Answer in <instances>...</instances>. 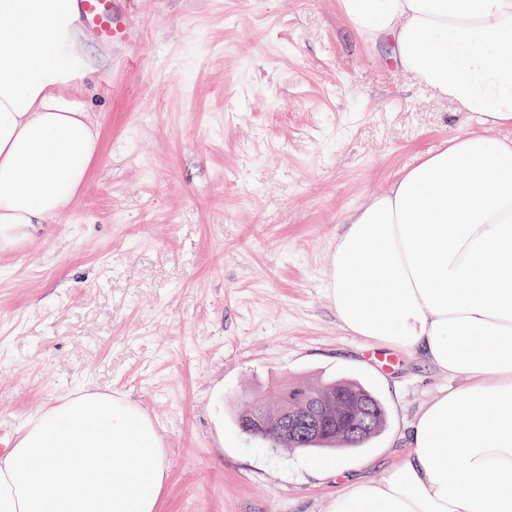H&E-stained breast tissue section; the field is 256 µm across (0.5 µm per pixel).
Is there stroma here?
<instances>
[{"instance_id": "1", "label": "stroma", "mask_w": 512, "mask_h": 512, "mask_svg": "<svg viewBox=\"0 0 512 512\" xmlns=\"http://www.w3.org/2000/svg\"><path fill=\"white\" fill-rule=\"evenodd\" d=\"M118 7L130 43L81 29L100 158L68 209L0 252V450L89 389L155 423L158 512H328L402 462L407 424L453 384L418 354L383 365L340 324L326 272L344 218L448 140L504 131L398 69L337 0ZM303 379L373 387L385 429L317 454L239 432L245 400Z\"/></svg>"}]
</instances>
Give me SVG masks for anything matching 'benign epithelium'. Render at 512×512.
Segmentation results:
<instances>
[{"label": "benign epithelium", "mask_w": 512, "mask_h": 512, "mask_svg": "<svg viewBox=\"0 0 512 512\" xmlns=\"http://www.w3.org/2000/svg\"><path fill=\"white\" fill-rule=\"evenodd\" d=\"M266 398L277 404L280 427L267 422L261 412L252 413L251 435L276 439L287 451L327 441L333 437L341 445L378 427L373 401L352 383L319 388L300 383L288 389H270Z\"/></svg>", "instance_id": "1"}]
</instances>
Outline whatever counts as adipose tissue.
<instances>
[{
    "label": "adipose tissue",
    "instance_id": "1",
    "mask_svg": "<svg viewBox=\"0 0 512 512\" xmlns=\"http://www.w3.org/2000/svg\"><path fill=\"white\" fill-rule=\"evenodd\" d=\"M365 40L483 123L512 128V0H339ZM78 0H0V251L66 209L100 156L81 96ZM327 271L342 325L463 385L425 404L403 463L330 512H512V138L470 132L345 218ZM459 465L447 462L448 454ZM164 450L130 401L41 409L0 456V512H158Z\"/></svg>",
    "mask_w": 512,
    "mask_h": 512
}]
</instances>
